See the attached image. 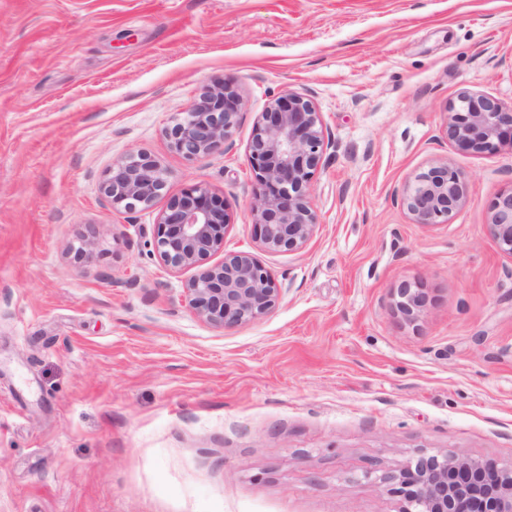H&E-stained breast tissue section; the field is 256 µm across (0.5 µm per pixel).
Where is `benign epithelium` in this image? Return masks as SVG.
<instances>
[{
    "instance_id": "1",
    "label": "benign epithelium",
    "mask_w": 512,
    "mask_h": 512,
    "mask_svg": "<svg viewBox=\"0 0 512 512\" xmlns=\"http://www.w3.org/2000/svg\"><path fill=\"white\" fill-rule=\"evenodd\" d=\"M243 99L225 83L204 85L181 116L165 129L170 147L187 159L226 154L234 146ZM446 139L475 153L491 154L512 144V107L481 93L463 91L448 105ZM336 140L324 126L312 95L288 92L270 100L256 117L247 156L254 173L253 217L263 251L302 250L313 238L318 215L311 182ZM167 171L144 152L112 161L101 191L112 208L148 211L164 195ZM465 173L438 162L415 174L396 201L413 223L446 224L466 204ZM229 215L224 201L197 184L168 199L154 223L153 246L174 271L196 270L183 285L189 309L202 321L231 329L274 312L282 291L257 256L248 250L224 252ZM488 235L512 257V190L490 204ZM224 253L222 261L208 259ZM392 306L408 323L427 308L422 289L408 282L392 289ZM388 480L399 485L404 512H512V463L456 454H420Z\"/></svg>"
}]
</instances>
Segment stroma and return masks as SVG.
<instances>
[{
    "label": "stroma",
    "mask_w": 512,
    "mask_h": 512,
    "mask_svg": "<svg viewBox=\"0 0 512 512\" xmlns=\"http://www.w3.org/2000/svg\"><path fill=\"white\" fill-rule=\"evenodd\" d=\"M243 98L228 155L163 134L204 84ZM311 92L339 145L319 225L263 252L246 155L256 116ZM463 91L512 106V0H0V512H403L419 454L512 462V257L486 232L512 148L447 142ZM167 196L223 199L281 301L231 330L182 297L151 213L112 209L114 159ZM468 177L448 223H412L408 178ZM92 239L90 257H77ZM427 295L405 322L390 290Z\"/></svg>",
    "instance_id": "obj_1"
}]
</instances>
